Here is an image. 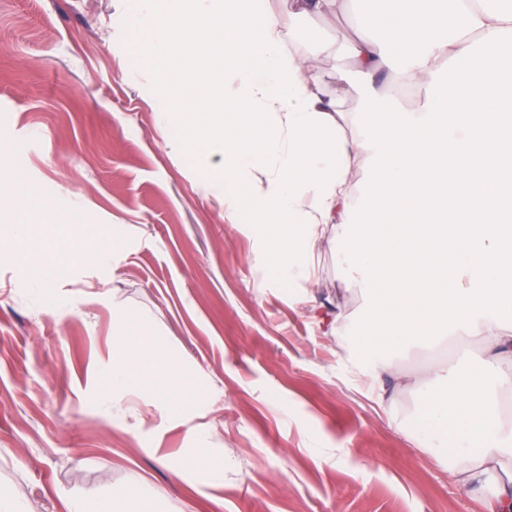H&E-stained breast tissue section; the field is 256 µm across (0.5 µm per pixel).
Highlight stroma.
I'll return each mask as SVG.
<instances>
[{
    "label": "stroma",
    "instance_id": "obj_1",
    "mask_svg": "<svg viewBox=\"0 0 512 512\" xmlns=\"http://www.w3.org/2000/svg\"><path fill=\"white\" fill-rule=\"evenodd\" d=\"M292 23L356 136L362 100L319 47L349 42L360 18L348 6L314 28ZM136 33L130 0H0V225L67 219L125 240L107 264L60 276L62 315L0 243V497L15 512H69L72 499L95 506L136 484L144 512H488L490 490L456 484L412 433L421 375L467 368L480 341L396 355L370 384L347 336L369 298L340 262L335 226L312 282L276 283L252 213L226 219L221 172L182 145V116ZM116 306L130 314L121 329ZM335 316L344 335L330 333ZM137 329L179 367L115 409L99 399L112 345ZM163 388L209 408L204 445L224 461L223 489L160 462L192 446L185 425L151 408Z\"/></svg>",
    "mask_w": 512,
    "mask_h": 512
}]
</instances>
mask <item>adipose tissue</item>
Segmentation results:
<instances>
[{"label": "adipose tissue", "instance_id": "ef3b65f1", "mask_svg": "<svg viewBox=\"0 0 512 512\" xmlns=\"http://www.w3.org/2000/svg\"><path fill=\"white\" fill-rule=\"evenodd\" d=\"M377 2L381 38L321 48L355 64L343 77L367 107L354 138L334 123L342 105L322 98L323 78L285 49V21L269 0H135L133 14L155 80L181 89L174 107L186 142L208 135L203 160L222 170L225 190L245 193L276 280H311L318 228L335 225L342 261L372 302L353 339L372 370H389L390 351L480 336L479 365H434L422 378L419 433L447 451L452 479L492 489L495 512H512V423L497 400L512 392V312L500 302L512 283V5ZM446 66L447 82L438 77ZM386 70L425 88L424 103L409 110L385 96L374 78ZM361 152L378 195L357 214L346 184ZM103 236L82 224L0 225L40 293L59 270L123 248ZM154 349L150 335L115 343L113 397L139 393L159 368Z\"/></svg>", "mask_w": 512, "mask_h": 512}]
</instances>
